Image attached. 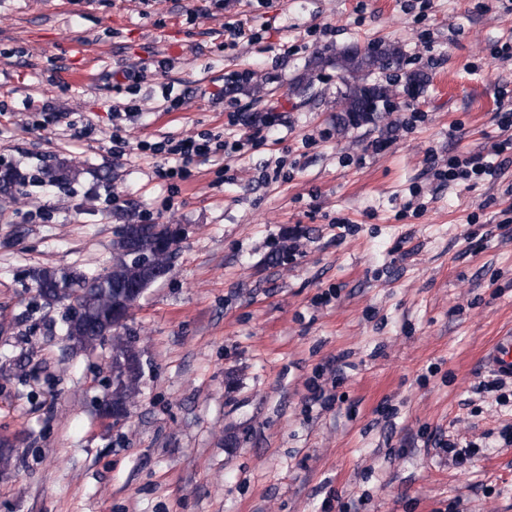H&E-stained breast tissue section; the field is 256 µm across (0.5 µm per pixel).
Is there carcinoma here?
<instances>
[{
    "instance_id": "1",
    "label": "carcinoma",
    "mask_w": 512,
    "mask_h": 512,
    "mask_svg": "<svg viewBox=\"0 0 512 512\" xmlns=\"http://www.w3.org/2000/svg\"><path fill=\"white\" fill-rule=\"evenodd\" d=\"M401 51L392 44L377 43L371 47L358 44L349 46L328 56L315 57L313 72L324 66H334L339 71L340 85L336 87V127L340 131L360 127L374 122L379 113L393 109V90L390 86L369 82L377 70H388L400 65ZM262 86L251 83V78H238L225 88L229 95H255ZM42 180L52 186H64L75 181L80 170L65 162L45 165L40 169ZM30 176L17 165L0 164V198L16 199L17 191L26 185ZM140 246L156 253L162 262H167L180 242V227L169 224H141ZM127 242L118 234L112 240V262L101 272L88 274L77 267H45L35 271L33 280L40 297L46 302L55 300L59 294H75L81 302V322L67 323L66 339L73 350H87L101 341L100 333L107 325L120 319L119 308L129 300L130 288L136 286L144 291L155 283L154 276L124 259ZM112 355L110 370L120 375L124 367L140 361L134 344L121 336L110 337ZM141 373L128 378L123 391L111 396V405L116 406L131 400L139 390Z\"/></svg>"
}]
</instances>
